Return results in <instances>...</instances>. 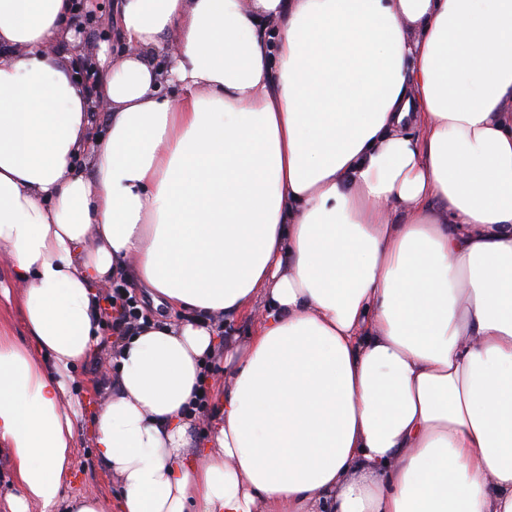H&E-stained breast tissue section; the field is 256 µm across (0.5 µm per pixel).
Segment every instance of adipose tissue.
I'll use <instances>...</instances> for the list:
<instances>
[{"mask_svg":"<svg viewBox=\"0 0 512 512\" xmlns=\"http://www.w3.org/2000/svg\"><path fill=\"white\" fill-rule=\"evenodd\" d=\"M77 16L0 0V249L30 338L0 334L6 512H101L63 497L62 378L120 276L176 316L112 351L116 512H512V0H115L94 140L54 54ZM259 297L197 448L217 323Z\"/></svg>","mask_w":512,"mask_h":512,"instance_id":"adipose-tissue-1","label":"adipose tissue"}]
</instances>
